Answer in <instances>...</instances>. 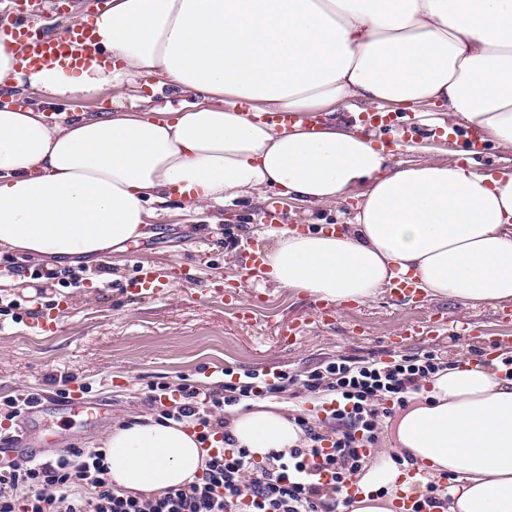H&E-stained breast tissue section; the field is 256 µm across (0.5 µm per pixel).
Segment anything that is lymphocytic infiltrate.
<instances>
[{"mask_svg":"<svg viewBox=\"0 0 512 512\" xmlns=\"http://www.w3.org/2000/svg\"><path fill=\"white\" fill-rule=\"evenodd\" d=\"M445 368L430 353L358 366L343 358L328 362L308 375L304 387L335 392L329 413L338 426L335 435H323L296 416L310 447L277 454L270 465L238 446L225 415L280 393L290 376L246 372L209 389L189 379L174 387L155 383L150 401L171 400L161 419L192 425L200 441L218 436L224 442L223 452L206 456L201 478L158 497L136 496L110 482L102 449L69 448L44 460L1 462L0 512H235L244 500L249 512H336L338 495L364 470L365 449L377 442L383 419L405 408L408 395Z\"/></svg>","mask_w":512,"mask_h":512,"instance_id":"obj_1","label":"lymphocytic infiltrate"}]
</instances>
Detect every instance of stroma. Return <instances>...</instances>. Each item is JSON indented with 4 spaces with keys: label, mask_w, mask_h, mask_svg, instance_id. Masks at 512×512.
Listing matches in <instances>:
<instances>
[{
    "label": "stroma",
    "mask_w": 512,
    "mask_h": 512,
    "mask_svg": "<svg viewBox=\"0 0 512 512\" xmlns=\"http://www.w3.org/2000/svg\"><path fill=\"white\" fill-rule=\"evenodd\" d=\"M415 147L394 155L395 161L418 164L456 159L466 169L483 173L512 172V150L487 140L482 154L471 155L463 140L448 141L418 126ZM277 203L288 225L318 227L344 224L357 205L348 198L329 205L295 204L270 190L258 201L202 211L186 210L179 199L157 206L145 237L120 250L82 263L78 287L30 277V260L0 253V294L47 311H60L53 333L37 332L32 319L0 325V399L38 393L44 404L27 425L25 441H0L17 452L49 454L51 444L97 447L116 422L158 415L160 404L147 398L153 383L177 384L186 376L204 387L223 383L225 369L260 374L285 372L297 385L279 394L289 410L298 411L324 434L334 424L301 385L309 372L342 357L356 364L391 360L395 355L432 353L449 365L504 363L512 348H496L501 337L512 339L506 306L420 295L400 301L381 292L354 309L340 310L334 320L321 319L313 295L271 283L250 280L240 268L253 246H268L259 237L261 217ZM177 262L191 271L154 299L126 294L129 278L143 268ZM236 289L241 303H255L251 325L239 324L226 305L223 287ZM463 319L466 334L447 332L392 346L390 340L410 319L437 316ZM68 374L86 388L85 405L65 406L59 378Z\"/></svg>",
    "instance_id": "stroma-1"
}]
</instances>
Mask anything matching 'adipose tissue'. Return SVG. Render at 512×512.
<instances>
[{"label":"adipose tissue","instance_id":"obj_1","mask_svg":"<svg viewBox=\"0 0 512 512\" xmlns=\"http://www.w3.org/2000/svg\"><path fill=\"white\" fill-rule=\"evenodd\" d=\"M84 67H27L0 37V92L43 103L112 92L113 109L49 124L0 106V250L58 261L143 236L152 206L232 203L267 189L302 205L360 204L341 231L268 229L256 273L282 288L366 301L412 276L427 295L512 302V173L457 162L392 163L350 122L286 129L256 112L437 104L512 148V0H108L92 17ZM178 106L130 109L140 80ZM228 427L259 460L301 444L280 404L251 401ZM352 512H396L409 467L447 476V512H512V379L452 366L410 393L386 424ZM109 479L148 497L200 476L191 428L152 417L112 426Z\"/></svg>","mask_w":512,"mask_h":512}]
</instances>
